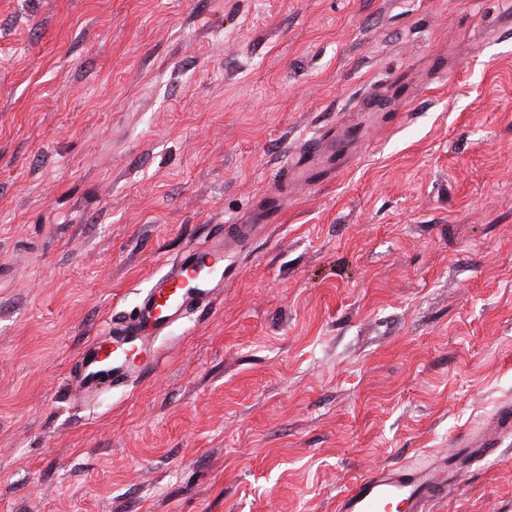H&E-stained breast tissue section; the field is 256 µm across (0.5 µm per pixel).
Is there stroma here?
Wrapping results in <instances>:
<instances>
[{"instance_id":"35a3bbf8","label":"stroma","mask_w":512,"mask_h":512,"mask_svg":"<svg viewBox=\"0 0 512 512\" xmlns=\"http://www.w3.org/2000/svg\"><path fill=\"white\" fill-rule=\"evenodd\" d=\"M247 218L159 367L76 401ZM508 402L512 0H0V512H334ZM434 512H512V437ZM254 226L255 224H230L224 227L223 224H217L204 249L190 252L168 263L161 277L143 295L139 314L112 320V344L119 349H136L130 355L132 359L113 357L112 362H102L99 359L102 349L83 354L79 360L80 372L75 385L81 396L97 393L106 381L116 386L126 383L138 372L139 377H142L155 369L159 358L153 347L154 336L143 328V318L153 316L160 297L164 295L169 298L170 305L166 311L155 318L154 332L158 335L184 311L207 305L216 299L215 292L224 288L225 258L233 255L239 247L249 241ZM202 260L207 261L206 271L209 272V277L203 285L199 284L195 295H189L182 291L183 284ZM194 287L195 281H187L184 284L187 290ZM137 358L140 360L139 363L136 362Z\"/></svg>"}]
</instances>
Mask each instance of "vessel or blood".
Instances as JSON below:
<instances>
[{"label":"vessel or blood","instance_id":"1","mask_svg":"<svg viewBox=\"0 0 512 512\" xmlns=\"http://www.w3.org/2000/svg\"><path fill=\"white\" fill-rule=\"evenodd\" d=\"M250 224H218L207 246L168 263L161 277L146 291L139 315L122 317L112 323V339L117 348L133 351L103 362L98 352L82 355L76 389L81 396L100 391L102 384L126 383L135 374L155 369L159 358L153 347V333L162 332L184 311L211 303L224 286V260L251 238ZM206 263L208 279L195 294L183 289L186 279L199 263ZM512 431V404L502 406L486 429L464 433L453 457L429 456L419 468L393 467L361 477L341 493L336 512H386L390 504H399L402 512H430L432 503L444 499L453 489L462 471L474 460L490 456L498 439Z\"/></svg>","mask_w":512,"mask_h":512}]
</instances>
